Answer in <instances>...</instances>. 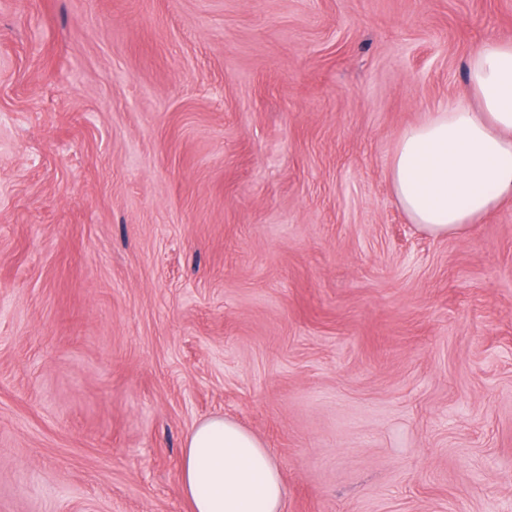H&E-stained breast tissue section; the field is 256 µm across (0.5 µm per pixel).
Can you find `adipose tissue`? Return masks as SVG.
<instances>
[{
  "label": "adipose tissue",
  "mask_w": 512,
  "mask_h": 512,
  "mask_svg": "<svg viewBox=\"0 0 512 512\" xmlns=\"http://www.w3.org/2000/svg\"><path fill=\"white\" fill-rule=\"evenodd\" d=\"M480 107L453 105L409 127L391 160L394 195L433 235H458L512 199V41L492 40L466 66ZM191 512H282L277 464L237 423L207 418L188 433L180 470Z\"/></svg>",
  "instance_id": "ef3b65f1"
}]
</instances>
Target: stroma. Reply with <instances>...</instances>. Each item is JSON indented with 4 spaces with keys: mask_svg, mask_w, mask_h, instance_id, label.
<instances>
[{
    "mask_svg": "<svg viewBox=\"0 0 512 512\" xmlns=\"http://www.w3.org/2000/svg\"><path fill=\"white\" fill-rule=\"evenodd\" d=\"M512 0H0V512H512V201L412 224L402 132ZM180 481L191 512H283L277 464L253 434L223 416L188 433Z\"/></svg>",
    "mask_w": 512,
    "mask_h": 512,
    "instance_id": "obj_1",
    "label": "stroma"
}]
</instances>
